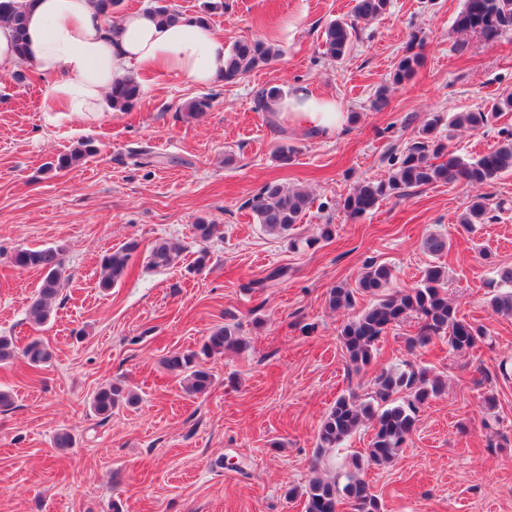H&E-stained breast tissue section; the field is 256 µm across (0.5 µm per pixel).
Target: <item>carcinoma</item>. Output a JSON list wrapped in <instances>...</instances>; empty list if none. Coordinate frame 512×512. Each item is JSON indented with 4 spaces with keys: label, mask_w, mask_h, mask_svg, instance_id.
<instances>
[{
    "label": "carcinoma",
    "mask_w": 512,
    "mask_h": 512,
    "mask_svg": "<svg viewBox=\"0 0 512 512\" xmlns=\"http://www.w3.org/2000/svg\"><path fill=\"white\" fill-rule=\"evenodd\" d=\"M28 0H0V21L9 22L16 32V51L25 55V8ZM392 7V0H355L354 20L330 22L322 39L323 54L329 59H344L353 45L357 22L383 18ZM161 22H173L182 14L167 0H151L148 6ZM455 27L464 33H478L487 41L512 30V0H465L463 9L455 19ZM423 39L412 36L411 45L396 62L390 80L398 85L410 80L423 65L420 51ZM282 55L279 47L261 39H239L231 46L225 60L221 80L232 82L246 74L269 65ZM141 96V85L134 77L112 84V108L128 111L136 106ZM283 96L278 85H266L255 94L258 108L269 112ZM210 108V98L197 97L180 107L189 118H196ZM501 112H512V93L496 99L491 109L456 112L448 117V126L479 130L486 127ZM443 117L429 119L417 132L399 156L391 159L388 176L376 181H364L343 199V210L351 217L362 216L391 197H402L413 188L456 183L477 188L489 185L503 173L512 171V130L501 131L502 140L491 151L476 157L457 154L445 144L440 127ZM97 154V146L90 139L78 142L69 152L57 156L46 171L76 167ZM312 203L310 193L298 186L273 182L265 184L251 199L248 206L264 232L276 237L288 235ZM486 198L479 196L459 217L458 223L472 232L488 218ZM217 232V225L200 219L193 225L196 239L206 242ZM331 224H321L316 235L290 239V247H312L320 241L333 238ZM427 253L439 258L449 250L448 240L438 235L429 236L423 243ZM140 243L126 241L101 259L102 279L99 287L108 290L121 283L131 270L132 258L138 254ZM182 247L169 240H160L151 247L148 264L153 268H166L177 263ZM12 262L15 266L35 268L42 272V282L36 297L31 301L27 316L30 323L42 326L50 320L52 304L62 286L63 249H21ZM289 269L277 266L262 278L249 283L257 291L288 279ZM499 292L489 300L491 310L497 315L512 316V268L496 269ZM389 265L377 261L366 264L355 286L340 283L327 291L326 303L332 310L349 308L355 294L373 297V303L360 311L339 329V340L349 371L358 375L369 370L375 358L378 342L392 326L408 319L418 324L417 334L408 338L414 349L424 346L435 337L448 338V347L454 352H466L476 347L484 336L483 329L458 315L457 308L448 298L445 267L432 262L422 279L414 286L396 287ZM248 344L240 336L235 324L226 323L213 329L197 350L178 351L163 360L164 367L182 377L187 392L203 394L212 385L211 374L200 366V361L226 351L242 352ZM22 355L33 368H39L52 357L50 347L40 338L30 340ZM374 397L361 400L354 394L341 395L326 413L318 429L319 448L340 447L366 421L374 422V434L366 458L351 459L349 469L339 480L335 477H314L309 480L301 495L305 512H339L341 505L351 506L353 512H383V504L373 487L360 477L364 464L378 468L387 467L403 448L416 423L420 406L438 396L444 382L438 374L427 369L390 368L380 371L373 378ZM409 393V400L398 403L393 396ZM137 396L120 382L109 383L94 391L91 397L93 411L103 420L122 405H132Z\"/></svg>",
    "instance_id": "carcinoma-1"
}]
</instances>
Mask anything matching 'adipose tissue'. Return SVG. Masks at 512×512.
<instances>
[{
	"mask_svg": "<svg viewBox=\"0 0 512 512\" xmlns=\"http://www.w3.org/2000/svg\"><path fill=\"white\" fill-rule=\"evenodd\" d=\"M24 62L45 77L42 109L62 117L90 119L111 111L113 82L143 70L171 72L206 85L224 72L229 48L212 27L183 17L159 22L145 9L111 23L97 0H32L26 14ZM277 119L330 136L347 116L335 99L302 86L276 106Z\"/></svg>",
	"mask_w": 512,
	"mask_h": 512,
	"instance_id": "ef3b65f1",
	"label": "adipose tissue"
}]
</instances>
